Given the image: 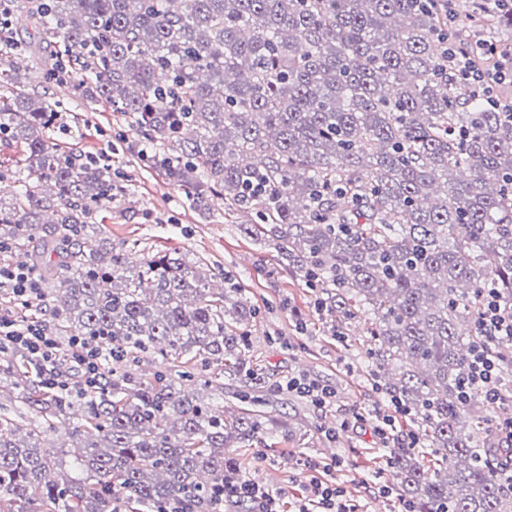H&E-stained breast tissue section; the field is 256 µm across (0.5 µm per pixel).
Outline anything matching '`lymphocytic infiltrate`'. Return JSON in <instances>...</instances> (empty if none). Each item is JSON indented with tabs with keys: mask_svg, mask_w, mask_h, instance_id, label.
Instances as JSON below:
<instances>
[{
	"mask_svg": "<svg viewBox=\"0 0 512 512\" xmlns=\"http://www.w3.org/2000/svg\"><path fill=\"white\" fill-rule=\"evenodd\" d=\"M448 60L454 76L471 96L500 112L512 124V98L500 95L502 86H512V51L498 52L494 42L472 40L449 43ZM9 289L19 304L27 306L38 299L41 288L34 271L19 263H0V289ZM482 344L471 355L469 381L488 403L501 399V382L493 344L512 339V308L500 306L493 289H486L485 304L478 323ZM0 347L25 352L39 369L46 388L76 394L105 385L102 371L106 354L99 344L81 336L72 337L68 348H61L52 324L46 319H19L0 311ZM297 512H357L344 495L337 478L314 481L309 495Z\"/></svg>",
	"mask_w": 512,
	"mask_h": 512,
	"instance_id": "f902f5d3",
	"label": "lymphocytic infiltrate"
}]
</instances>
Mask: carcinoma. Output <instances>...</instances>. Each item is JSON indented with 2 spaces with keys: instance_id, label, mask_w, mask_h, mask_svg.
Listing matches in <instances>:
<instances>
[{
  "instance_id": "1",
  "label": "carcinoma",
  "mask_w": 512,
  "mask_h": 512,
  "mask_svg": "<svg viewBox=\"0 0 512 512\" xmlns=\"http://www.w3.org/2000/svg\"><path fill=\"white\" fill-rule=\"evenodd\" d=\"M32 39L0 45V141L28 175L0 197V260L41 278L29 311L49 307L60 344L93 337L115 351L107 385L80 396L33 377L25 353H0V512L211 509L244 481L230 449L269 420L230 414L200 386L248 364L256 310L213 269L165 253L112 252L96 215L112 168L64 151L59 103L29 92L17 58L34 49L50 80L118 112L145 161L199 209L224 198L242 232L273 247L329 315L371 320V379L397 398L432 449H391L395 484L415 512H512L507 449L491 448L488 404L468 388L486 288L512 306V125L449 76L442 37L497 36L509 16L459 15L450 29L419 0H9ZM62 57L66 72L52 64ZM266 183L257 194L250 186ZM53 209L51 222L43 211ZM42 225V235L35 226ZM56 255L51 265L46 255ZM512 376V339L493 346ZM150 355L164 367L135 369ZM74 459L46 444L74 412Z\"/></svg>"
}]
</instances>
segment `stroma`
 Wrapping results in <instances>:
<instances>
[{
	"label": "stroma",
	"mask_w": 512,
	"mask_h": 512,
	"mask_svg": "<svg viewBox=\"0 0 512 512\" xmlns=\"http://www.w3.org/2000/svg\"><path fill=\"white\" fill-rule=\"evenodd\" d=\"M27 63L31 91L71 107L66 128L55 133L58 142L73 152L106 158L116 184L125 189L101 213L113 250L131 253L136 261L179 251L188 262L224 271L255 306L248 355L268 384L264 410L281 426L235 449L247 479L277 495L284 512H294L324 465L339 459L338 480L361 512H398L396 497L377 490L378 482L392 481L393 468L368 418L385 403L367 381L369 320L335 325L316 307L317 290L289 271L274 249L244 236L243 217L225 219L222 199L199 211L162 171L131 153L138 136L117 113L76 99L71 87L46 81L37 55H29ZM294 375L332 387L333 404L320 410L281 390Z\"/></svg>",
	"instance_id": "obj_1"
}]
</instances>
